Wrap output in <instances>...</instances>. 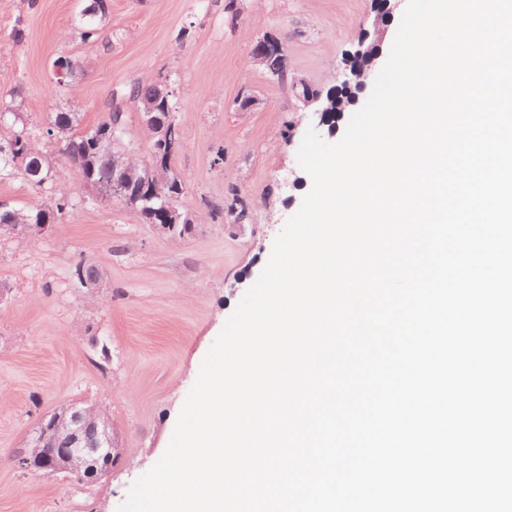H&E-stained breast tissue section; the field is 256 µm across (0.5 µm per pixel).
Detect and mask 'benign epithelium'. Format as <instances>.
I'll return each instance as SVG.
<instances>
[{"mask_svg": "<svg viewBox=\"0 0 512 512\" xmlns=\"http://www.w3.org/2000/svg\"><path fill=\"white\" fill-rule=\"evenodd\" d=\"M382 55L380 40L370 32H365L357 41L354 49L347 56L355 64H346L336 75L338 85L336 89L323 95L322 91L304 79L293 78L291 88L302 104V109L318 118L317 127L328 122L331 113L342 112L345 102L340 95L343 89H363L375 71L376 61ZM255 63L272 76L288 74V57L286 42L276 36L264 37L255 44L253 54ZM127 154L112 157V185L109 197L125 200L130 191L126 178ZM147 203H154L167 216V222L156 225L163 233H169L170 227L182 219V214L172 201L162 198L161 194L153 189L143 197ZM0 206V219L5 224L0 227L7 230L9 235L30 236L33 231L44 234L52 230L50 224H8L7 214ZM60 427L64 430L61 447L50 451L43 449V443L49 430ZM94 427L95 436L87 440L84 432ZM114 439L109 425L103 421L96 423L91 410L72 403L62 409V414L52 413L44 419L34 435L30 438L27 448L16 452L14 462L18 469L25 472H44L57 474L66 472L74 479H83L98 472H106L111 468L112 448Z\"/></svg>", "mask_w": 512, "mask_h": 512, "instance_id": "1", "label": "benign epithelium"}]
</instances>
